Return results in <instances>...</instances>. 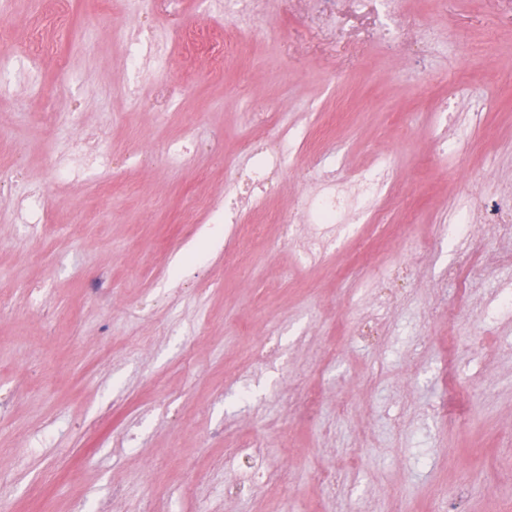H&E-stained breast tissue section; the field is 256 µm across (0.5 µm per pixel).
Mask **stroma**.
<instances>
[{
	"mask_svg": "<svg viewBox=\"0 0 512 512\" xmlns=\"http://www.w3.org/2000/svg\"><path fill=\"white\" fill-rule=\"evenodd\" d=\"M9 10L13 65L34 77L0 96V169L38 179L81 130L103 132L128 163L108 198L91 181L45 185L36 233L0 188V506L195 512L204 498L213 512H278L284 491L292 512H435L444 486L458 512H512V311L484 317L512 266L480 270L464 297L443 292L464 184L512 187V0H255V30L179 0L160 34L230 38L223 72L175 51L136 76L116 39L136 24L122 0ZM154 83L178 95L161 118L130 97ZM446 97L462 121L485 106L461 168L427 132ZM285 103L308 149L268 211L294 217L316 158L349 170L385 153L399 167L389 223L355 225L318 267H298L264 212L249 215L266 226L260 244L212 221L241 143L274 135L255 113ZM191 117L211 151L169 160ZM193 197L210 211L182 223ZM79 210L89 221L74 234ZM397 263L410 285L380 305ZM357 311L379 315L384 335H347ZM257 349L272 350L269 367ZM298 390L320 399L306 422L283 409ZM457 394L466 418L435 415ZM261 432L277 478L231 493L247 474L230 454ZM318 470L335 472L333 496Z\"/></svg>",
	"mask_w": 512,
	"mask_h": 512,
	"instance_id": "35a3bbf8",
	"label": "stroma"
}]
</instances>
